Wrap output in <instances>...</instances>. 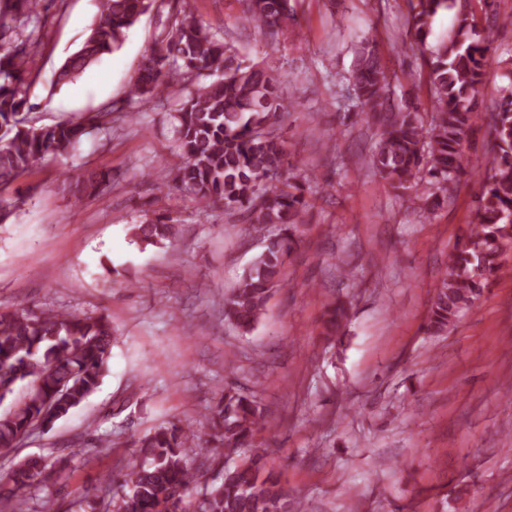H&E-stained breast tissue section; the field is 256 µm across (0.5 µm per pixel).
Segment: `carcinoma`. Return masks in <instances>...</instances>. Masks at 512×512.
Returning a JSON list of instances; mask_svg holds the SVG:
<instances>
[{
    "label": "carcinoma",
    "instance_id": "carcinoma-1",
    "mask_svg": "<svg viewBox=\"0 0 512 512\" xmlns=\"http://www.w3.org/2000/svg\"><path fill=\"white\" fill-rule=\"evenodd\" d=\"M43 0H0V191L45 160L73 151L87 126L114 121L108 102L87 122L28 124L33 49L39 43ZM244 23L259 28L270 48L296 22L293 0H241ZM472 0H407V34L422 54L433 116L424 121L411 102L394 103L396 74L383 62L377 40L363 36L355 50L349 81L357 115L375 128L370 170L393 190L421 201L432 214L448 202L464 173V145L480 120L478 98L494 61L491 43L498 20L496 0H480L488 25L478 28ZM168 9L167 23L146 51L127 91V105L142 107L154 98L178 96L170 113L180 161L170 166L159 190L180 189L205 206L244 211L252 224H276L280 235L223 300L224 320L240 334L251 333L282 283L285 262L299 243L298 226L311 206L296 165L276 132L284 112L299 107L284 95L279 67L270 56L245 63L238 50L199 21L188 0H99V11L83 46L66 59L54 85L76 79L101 56L122 48L139 18ZM455 22L436 45L427 43L442 11ZM492 159L476 196L469 234L448 254L424 329L442 335L499 274V258L512 248V90L503 91L490 114ZM114 180L107 172L76 177V200ZM177 225L164 216L133 224L131 240L141 249L172 239ZM349 309L326 305L323 334L345 332ZM112 350V320L106 314L76 315L53 308L0 311V402L22 388L0 415V448H14L36 422L48 427L80 406L101 385ZM208 433L178 424L160 426L136 441L138 457L109 480L121 495L113 506L123 512H293L288 492L266 469L265 452L255 446L263 427L256 396L225 386L209 407ZM239 462L224 469L218 484L201 498L189 496L199 484L191 455ZM51 474L41 457L19 460L0 477V512H22L21 494L48 489Z\"/></svg>",
    "mask_w": 512,
    "mask_h": 512
}]
</instances>
